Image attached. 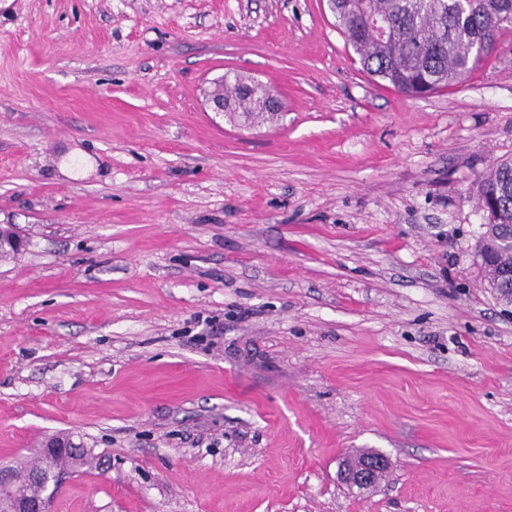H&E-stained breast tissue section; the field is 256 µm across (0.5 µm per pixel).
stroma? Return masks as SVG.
I'll return each instance as SVG.
<instances>
[{
    "label": "stroma",
    "mask_w": 512,
    "mask_h": 512,
    "mask_svg": "<svg viewBox=\"0 0 512 512\" xmlns=\"http://www.w3.org/2000/svg\"><path fill=\"white\" fill-rule=\"evenodd\" d=\"M228 71L278 123L208 110ZM507 158L512 28L409 98L322 0H0V465L102 456L53 512H512L474 196ZM390 465L389 458L380 452L367 455L358 467L346 457L340 463L339 477L350 489L365 494L377 487L375 475L381 470L389 471Z\"/></svg>",
    "instance_id": "obj_1"
}]
</instances>
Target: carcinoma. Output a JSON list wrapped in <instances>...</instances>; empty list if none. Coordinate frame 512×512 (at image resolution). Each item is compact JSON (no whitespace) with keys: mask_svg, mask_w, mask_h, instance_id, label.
<instances>
[{"mask_svg":"<svg viewBox=\"0 0 512 512\" xmlns=\"http://www.w3.org/2000/svg\"><path fill=\"white\" fill-rule=\"evenodd\" d=\"M336 28L359 55L370 75L406 96H423L460 83L498 49L500 33L512 28V0H336ZM375 19L392 29L387 37L367 38ZM247 118H261L260 98L238 102ZM479 205L500 206L497 222L512 224V159L497 162L476 182ZM487 248L496 261L512 267V248L494 235ZM93 458L70 455L50 458L38 453L35 462L18 467L26 472L80 470Z\"/></svg>","mask_w":512,"mask_h":512,"instance_id":"obj_1","label":"carcinoma"}]
</instances>
